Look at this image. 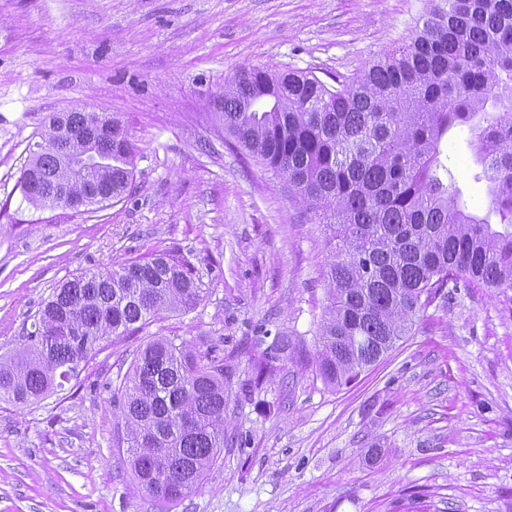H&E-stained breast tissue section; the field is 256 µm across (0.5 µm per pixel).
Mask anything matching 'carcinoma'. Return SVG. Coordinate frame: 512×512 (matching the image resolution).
Segmentation results:
<instances>
[{
  "instance_id": "carcinoma-1",
  "label": "carcinoma",
  "mask_w": 512,
  "mask_h": 512,
  "mask_svg": "<svg viewBox=\"0 0 512 512\" xmlns=\"http://www.w3.org/2000/svg\"><path fill=\"white\" fill-rule=\"evenodd\" d=\"M330 88L315 75L243 68L225 82L224 133L286 179L336 242L327 271L318 372L340 387L384 357L448 284L464 276L512 288V231L466 211L445 182L441 142L470 125L492 211L512 227V0H440L419 34ZM30 147L20 184L36 209L82 197L92 183L121 198L133 146L115 116L63 113ZM86 169L76 167L90 150ZM195 266L160 253L62 281L22 347L0 356V401L34 403L77 378L113 336L203 298ZM128 464L159 512L197 490L224 449V358L176 338L138 349L112 390Z\"/></svg>"
}]
</instances>
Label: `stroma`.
<instances>
[{"label": "stroma", "mask_w": 512, "mask_h": 512, "mask_svg": "<svg viewBox=\"0 0 512 512\" xmlns=\"http://www.w3.org/2000/svg\"><path fill=\"white\" fill-rule=\"evenodd\" d=\"M436 0H0V354L59 282L169 252L206 293L115 336L64 390L0 401V512H155L114 444L110 381L147 340L223 352L224 450L167 512H512V289L458 279L354 382L324 384L315 337L334 245L285 181L239 150L210 96L243 67L326 84L410 41ZM116 115L134 146L120 201L38 210L19 183L51 116ZM468 128L444 150L488 217ZM293 342L275 355L277 337Z\"/></svg>", "instance_id": "stroma-1"}]
</instances>
